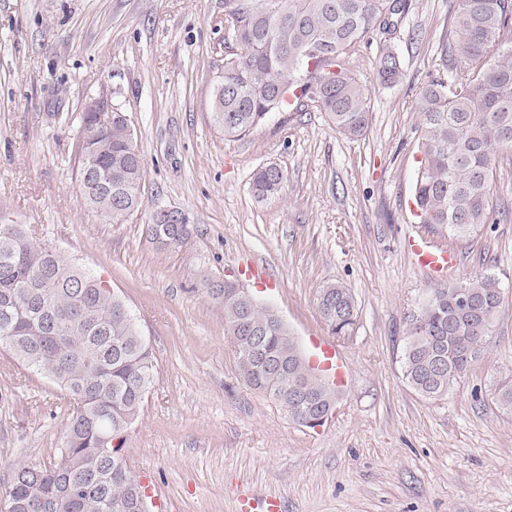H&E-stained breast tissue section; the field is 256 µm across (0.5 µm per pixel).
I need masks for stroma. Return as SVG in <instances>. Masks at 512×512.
Instances as JSON below:
<instances>
[{
    "instance_id": "obj_1",
    "label": "stroma",
    "mask_w": 512,
    "mask_h": 512,
    "mask_svg": "<svg viewBox=\"0 0 512 512\" xmlns=\"http://www.w3.org/2000/svg\"><path fill=\"white\" fill-rule=\"evenodd\" d=\"M456 0H406L390 47L396 86L378 82L376 46L352 70L369 90L370 123L339 135L312 103L271 112L242 138L213 121L224 74V0H0V224H22L99 275L131 308L157 362L124 453L153 489L154 512H237L249 487L283 512H512V152L501 151L490 203L499 221L458 240L411 213L419 166L418 94L436 76ZM126 113L145 162L144 207L122 224L90 210L78 182L86 103ZM288 177L265 201L254 172ZM175 208L191 236L163 248L149 212ZM455 250L444 279L419 269L413 229ZM269 280H249L250 264ZM498 278L491 336L439 400L403 380L408 315L437 289ZM234 276L273 308L304 355L327 331L320 288L358 302L339 348L348 363L332 418L309 429L240 379L223 307L208 282ZM67 397L0 350V480L11 461L39 464L63 444Z\"/></svg>"
}]
</instances>
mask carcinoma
<instances>
[{
  "label": "carcinoma",
  "instance_id": "carcinoma-1",
  "mask_svg": "<svg viewBox=\"0 0 512 512\" xmlns=\"http://www.w3.org/2000/svg\"><path fill=\"white\" fill-rule=\"evenodd\" d=\"M399 0H224V29L240 52L224 59L213 118L241 138L288 98L306 99L346 139L369 126V91L350 68L358 48L397 28ZM512 0H456L442 74L419 98L422 153L413 200L422 224H446L463 238L490 220L496 155L512 149ZM382 83L404 75L399 56L379 48ZM100 184L81 177L85 203L106 223L143 208L145 165L127 115L98 124L83 113ZM286 174L273 164L252 180L256 198L279 195ZM182 224H149L163 247L185 242ZM245 384L275 399L291 419L326 412L338 389L309 368L283 320L237 283L212 284ZM502 302L489 274L438 290L409 316L402 376L418 394L443 398L482 352ZM320 317L346 340L358 304L340 284L320 289ZM70 395L64 446L43 464L14 462L0 483V512H150L149 496L122 453L108 451L136 420L156 374L150 346L125 301L62 252L33 240L22 224H0V347Z\"/></svg>",
  "mask_w": 512,
  "mask_h": 512
}]
</instances>
